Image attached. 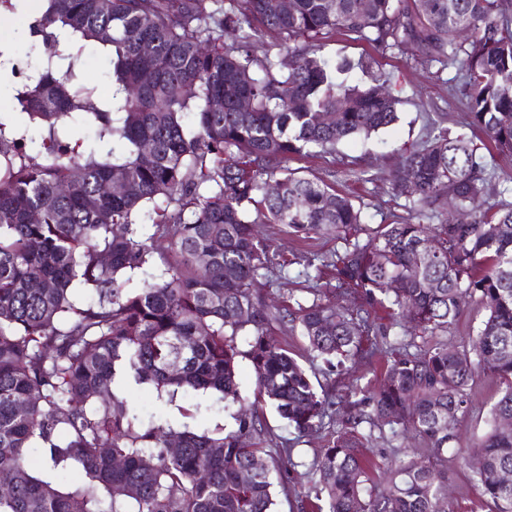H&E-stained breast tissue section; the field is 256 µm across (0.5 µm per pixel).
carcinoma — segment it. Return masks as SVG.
<instances>
[{
	"instance_id": "cac0c4a2",
	"label": "carcinoma",
	"mask_w": 512,
	"mask_h": 512,
	"mask_svg": "<svg viewBox=\"0 0 512 512\" xmlns=\"http://www.w3.org/2000/svg\"><path fill=\"white\" fill-rule=\"evenodd\" d=\"M0 16L22 17L27 34L25 52L0 51L18 114L0 115V459L12 464L0 512H273L274 472L292 449L266 448L258 403L227 433L175 430L141 422L113 392L121 369L230 407L242 403L243 358L256 397L296 431L338 416L309 464L303 512H446L434 458L458 443L474 379L492 375L503 393L468 464L492 512H512V477L490 480L512 474L501 425L512 420V201L486 198L483 152L512 156V0H294L290 12L278 0H0ZM336 33L461 71L469 125L486 139L427 124L392 171L408 206L388 224L370 226L350 197L284 166L398 119L388 74L322 53ZM89 45L106 64L104 96L81 80ZM355 68L370 81L338 78ZM72 122L93 140L71 139ZM115 180L120 191H103ZM450 205L461 221L432 223ZM256 224L334 230L342 246L307 259L310 286L269 306L253 283L286 277L293 261ZM157 256L165 275L126 287ZM469 299L487 317L468 347L450 348ZM375 308L392 322L376 323ZM276 329L329 365L365 353L369 336L387 359L375 382L337 397ZM404 433L430 456H395L369 490L366 444ZM30 448L45 450L46 472L29 468ZM68 468L84 481L59 486L53 473Z\"/></svg>"
}]
</instances>
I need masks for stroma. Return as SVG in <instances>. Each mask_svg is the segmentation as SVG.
Wrapping results in <instances>:
<instances>
[{"mask_svg":"<svg viewBox=\"0 0 512 512\" xmlns=\"http://www.w3.org/2000/svg\"><path fill=\"white\" fill-rule=\"evenodd\" d=\"M323 51L336 57L370 60L374 68L390 74L395 90L403 99L399 119L370 139L356 138L343 143L335 156L294 157L288 160L287 165L349 194L355 204L363 206L370 223L391 222L393 217L405 215L406 210L403 199L393 195L387 176L403 149L424 135L429 118L441 112L445 114L448 126L458 132L476 140L481 139L482 134L467 124L465 108L453 81L454 70L429 74L409 55L381 53L367 43L341 34L325 39ZM351 158L357 159L367 170L369 181H354L343 176V162ZM257 230L262 237L276 241L285 251L304 258L337 246L336 235L332 232L313 233L302 240L279 224H261ZM278 339L304 365L319 389L332 385L341 392L356 384H366L381 372L384 365L380 357L374 356L331 369L322 359L310 356L301 337L282 332ZM113 391L118 400L145 422L159 418L176 428L186 425L214 432L234 426L230 409L209 393L186 391L171 397L158 393L153 386L136 384L121 373L115 378ZM500 396L501 387L494 377L486 374L476 377L470 390L468 411L459 422L463 444H476L487 433L491 410ZM266 420L271 429L270 447L287 446L292 450L293 464L282 472L275 487V510L299 512L300 499L309 487L305 466L323 447L326 434L322 431L306 436L298 434L271 410L267 411ZM443 466L448 471V512H492L470 470L455 453L447 454Z\"/></svg>","mask_w":512,"mask_h":512,"instance_id":"obj_1","label":"stroma"}]
</instances>
